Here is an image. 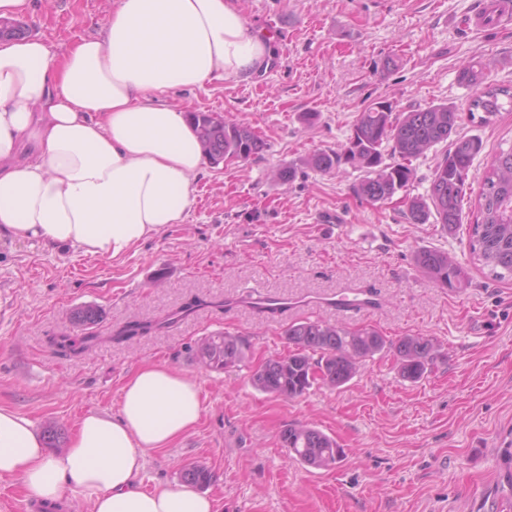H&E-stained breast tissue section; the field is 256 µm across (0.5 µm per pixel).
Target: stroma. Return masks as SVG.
Here are the masks:
<instances>
[{"label":"stroma","instance_id":"stroma-1","mask_svg":"<svg viewBox=\"0 0 512 512\" xmlns=\"http://www.w3.org/2000/svg\"><path fill=\"white\" fill-rule=\"evenodd\" d=\"M493 0H238L255 29L272 25L270 66L236 79L215 77L176 88L167 104L249 125L267 147L246 161L204 163L183 223L169 225L118 259L0 238V408L30 418L37 432L55 426V451L67 447L90 413L117 416L121 388L142 364L161 363L197 382L199 422L150 452L143 489L177 485L190 464L213 474L205 492L216 512H491L512 500V280L489 278L471 258L481 177L502 146L512 145V110L489 124L469 118L477 86L461 83L476 64L480 85L512 87V24L471 31L462 19ZM113 0H33L19 16L28 37L64 55L99 37ZM392 69H384L386 60ZM378 101L409 111L454 105L458 135L483 142L469 174L462 221L453 230L411 223L404 197L424 196L448 143L413 163L404 192L382 205L354 192L351 165L323 173L309 158L339 150L362 111ZM316 113L313 123L303 113ZM292 167L283 184L274 174ZM447 252L467 283L434 285L418 251ZM163 281H156V272ZM258 286L297 309L274 318L245 304ZM373 294L365 312L319 305V298ZM194 312L170 321L191 300ZM102 311L88 351L62 352L60 336L82 335L72 309ZM157 323L148 336L114 340L126 322ZM368 326L383 336H426L438 345L428 375L401 378L395 357L368 360L346 385L314 383L282 400L255 390L252 371L286 355L288 325L306 320ZM224 330L250 343L245 363L221 372L193 357L198 339ZM309 425L335 438L342 461L314 469L289 460L279 434ZM486 492L467 497L468 486Z\"/></svg>","mask_w":512,"mask_h":512}]
</instances>
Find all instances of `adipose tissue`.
I'll return each mask as SVG.
<instances>
[{
	"label": "adipose tissue",
	"mask_w": 512,
	"mask_h": 512,
	"mask_svg": "<svg viewBox=\"0 0 512 512\" xmlns=\"http://www.w3.org/2000/svg\"><path fill=\"white\" fill-rule=\"evenodd\" d=\"M268 53L235 0H114L103 36L60 58L39 39L0 42V236L115 259L182 223L204 155L166 95L251 74ZM201 411L197 383L161 364L138 367L118 416H85L57 454L0 409V477L43 501L81 494L93 512H213L184 485L136 487L147 454Z\"/></svg>",
	"instance_id": "1"
}]
</instances>
